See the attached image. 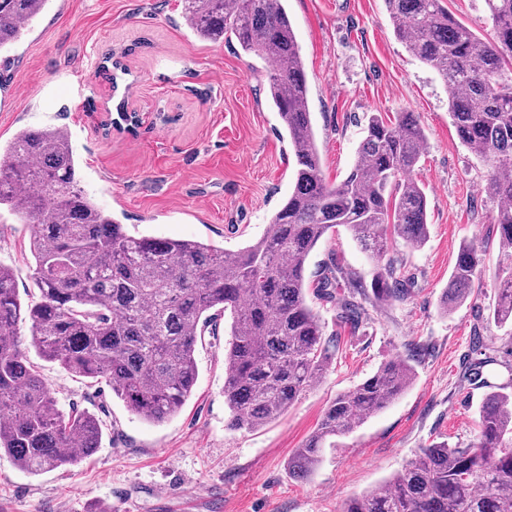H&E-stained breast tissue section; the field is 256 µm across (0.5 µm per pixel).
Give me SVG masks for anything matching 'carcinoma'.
Listing matches in <instances>:
<instances>
[{"label":"carcinoma","mask_w":512,"mask_h":512,"mask_svg":"<svg viewBox=\"0 0 512 512\" xmlns=\"http://www.w3.org/2000/svg\"><path fill=\"white\" fill-rule=\"evenodd\" d=\"M50 0H0V52L24 34ZM395 37L448 89L459 139L490 167L495 235L506 273L492 318L512 335V0H485L495 40L458 22L444 0H384ZM186 26L204 41L235 40L269 63L268 100L294 149L288 198L263 236L236 251L196 241L135 237L96 206L81 185L65 127L22 129L0 145V209L32 225L29 243L39 298L23 304L11 268L0 264V453L30 474L74 466L99 448L102 428L85 410H63L22 349L30 345L90 386L106 383L134 415L163 423L191 396L196 347L230 316L224 352L227 426L253 431L279 419L328 368L327 340L308 292L332 302L356 330L367 320L360 296L403 301L414 274L394 246L428 239V197L414 178L425 134L413 112L369 117L348 175L323 176L301 46L284 0H184ZM345 228L376 265L370 292L336 262L306 280L310 254ZM486 249L460 247L443 312L468 298ZM350 292H344V289ZM420 349L380 365L336 395L313 433L288 460L307 480L323 449L397 400L412 383ZM339 512H512V391L484 397L478 433L466 448L435 443L382 488L346 500Z\"/></svg>","instance_id":"1"}]
</instances>
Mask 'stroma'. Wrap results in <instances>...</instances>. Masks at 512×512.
<instances>
[{
	"mask_svg": "<svg viewBox=\"0 0 512 512\" xmlns=\"http://www.w3.org/2000/svg\"><path fill=\"white\" fill-rule=\"evenodd\" d=\"M309 81L322 170L341 181L370 114L415 113L426 135L415 177L429 199V235L392 255L415 276L403 301H366V323H341L314 301L327 337H338L324 377L278 420L231 430L224 405L228 323L196 351L198 380L181 411L146 423L106 385L88 386L34 349L26 355L61 407L103 422L97 452L42 475L0 455V512H338L347 498L383 485L419 448L467 447L486 390L470 372L485 361L491 382L512 379V338L491 317L500 262L491 224L497 203L486 164L459 140L448 92L435 71L393 35L384 0H286ZM182 0H51L0 60V143L24 128L66 126L93 201L135 236L195 240L229 250L260 238L293 187L296 158L266 98L269 65L231 41L204 42L185 27ZM124 66L116 79L106 57ZM135 126H112L119 111ZM30 225L0 210V263L15 272L22 301L37 294ZM486 244L481 288L442 313L460 246ZM337 262L363 283L376 271L346 230L321 242L307 279ZM483 336L474 351V336ZM421 344L404 395L324 449L313 476L292 478L288 460L316 429L328 402Z\"/></svg>",
	"mask_w": 512,
	"mask_h": 512,
	"instance_id": "35a3bbf8",
	"label": "stroma"
}]
</instances>
